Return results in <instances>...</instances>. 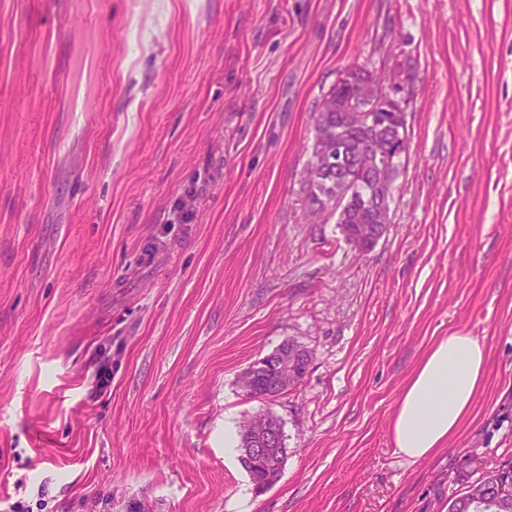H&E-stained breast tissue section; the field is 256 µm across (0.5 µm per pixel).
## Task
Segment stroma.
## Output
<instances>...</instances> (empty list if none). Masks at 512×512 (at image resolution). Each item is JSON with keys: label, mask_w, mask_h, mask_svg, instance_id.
Here are the masks:
<instances>
[{"label": "stroma", "mask_w": 512, "mask_h": 512, "mask_svg": "<svg viewBox=\"0 0 512 512\" xmlns=\"http://www.w3.org/2000/svg\"><path fill=\"white\" fill-rule=\"evenodd\" d=\"M352 65L410 142L363 253L307 181ZM454 331L484 386L407 463L389 421ZM289 340L303 384L249 398ZM264 412L258 495L224 432ZM472 455L512 462V0H0V512H443ZM270 415V420L276 425L281 432L282 440L280 444V435L276 428H274L266 418H257L252 424L243 428L244 433L248 434L249 437H255L253 439L256 443L251 448H243L247 446V439L240 431V453L243 448L244 458L249 461L253 458H262L254 462H239L243 470L248 474L254 490L258 494L267 492L272 488L279 480L283 465L287 456V448L284 443L283 431L281 424L278 419L273 415ZM280 444L279 448L277 446ZM274 448V449H273ZM273 450V451H272ZM272 451L273 460L278 463V467L274 466L270 473L268 471V464L264 458H266ZM274 480V484H270V481ZM268 483L266 490L260 492L258 484L264 486Z\"/></svg>", "instance_id": "1"}]
</instances>
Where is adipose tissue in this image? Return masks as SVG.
<instances>
[{"instance_id":"adipose-tissue-1","label":"adipose tissue","mask_w":512,"mask_h":512,"mask_svg":"<svg viewBox=\"0 0 512 512\" xmlns=\"http://www.w3.org/2000/svg\"><path fill=\"white\" fill-rule=\"evenodd\" d=\"M486 364L483 343L467 333H449L432 346L390 421V439L401 458L414 463L447 446L472 411Z\"/></svg>"}]
</instances>
